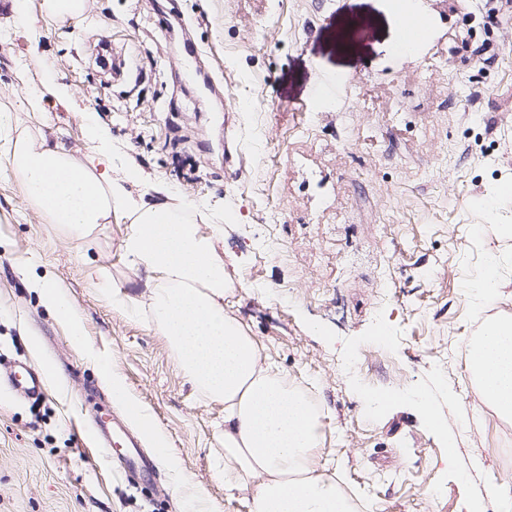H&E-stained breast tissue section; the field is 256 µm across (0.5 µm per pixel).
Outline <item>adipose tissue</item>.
I'll list each match as a JSON object with an SVG mask.
<instances>
[{"label":"adipose tissue","mask_w":512,"mask_h":512,"mask_svg":"<svg viewBox=\"0 0 512 512\" xmlns=\"http://www.w3.org/2000/svg\"><path fill=\"white\" fill-rule=\"evenodd\" d=\"M6 160L26 202L47 223L80 238L123 214L124 252L148 275V288L104 287L113 308L165 336L186 379L223 403L224 490L246 494L251 512H354L335 479L318 466L320 414L287 372L266 361L257 342L224 307L236 281L215 243L224 228L198 224L191 203L162 187L133 199L136 169L112 178L104 152L77 160L58 144L19 130L0 110ZM468 368L483 402L512 419V319L486 323L466 341Z\"/></svg>","instance_id":"obj_1"}]
</instances>
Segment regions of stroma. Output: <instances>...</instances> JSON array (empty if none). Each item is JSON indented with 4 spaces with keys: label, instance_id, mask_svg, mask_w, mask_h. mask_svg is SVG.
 Returning a JSON list of instances; mask_svg holds the SVG:
<instances>
[{
    "label": "stroma",
    "instance_id": "obj_1",
    "mask_svg": "<svg viewBox=\"0 0 512 512\" xmlns=\"http://www.w3.org/2000/svg\"><path fill=\"white\" fill-rule=\"evenodd\" d=\"M10 2L0 109L80 160L93 117L118 155L112 176L140 173L132 196L161 186L223 225L217 250L238 280L226 308L319 405V455L340 486L372 512H497L512 421L469 399L461 369L466 339L512 316V198L496 195L512 184V31L483 0H408L429 32L406 53L394 0H88L61 22L28 0L32 24L17 31ZM102 38L136 86L100 67L90 47ZM188 40L206 68L184 64ZM48 68L62 93L44 90ZM330 79L332 110L319 99ZM28 88L43 89L41 112L25 108ZM129 231L119 213L89 240L44 223L0 147V375L45 371L39 399L0 388V512H185L187 484L216 512H250L218 472L223 404L187 382L164 336L98 292L102 274L132 277ZM492 251L502 293L484 304L466 284ZM44 278L82 337L33 289ZM366 353L371 370L353 368ZM116 376L127 400L112 396ZM385 392L398 405L369 411L366 395ZM133 403L169 453L141 478L124 444L109 456L93 444L101 414L139 430Z\"/></svg>",
    "mask_w": 512,
    "mask_h": 512
}]
</instances>
